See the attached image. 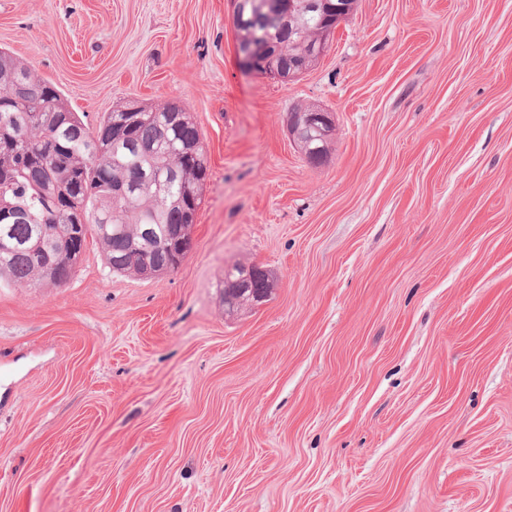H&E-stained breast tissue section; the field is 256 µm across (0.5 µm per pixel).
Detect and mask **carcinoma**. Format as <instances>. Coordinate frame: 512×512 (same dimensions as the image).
<instances>
[{"instance_id":"carcinoma-1","label":"carcinoma","mask_w":512,"mask_h":512,"mask_svg":"<svg viewBox=\"0 0 512 512\" xmlns=\"http://www.w3.org/2000/svg\"><path fill=\"white\" fill-rule=\"evenodd\" d=\"M310 2L293 0L292 9L270 14L255 11L253 0H236L266 42L265 69L286 74L298 68L322 13L341 0H327L321 9ZM174 111L183 120L170 127L167 114ZM182 144H196L198 152L179 158L175 147ZM330 150L331 143L314 140L305 157L319 166ZM207 176L200 130L179 102L108 112L90 127L31 63L0 49L1 281L66 284L85 243L45 256L30 242L66 230L80 211L82 237L98 240L112 272L138 275L144 265L159 273L176 270V254L190 249L177 238L190 236L188 213H197ZM149 179L162 182V194ZM146 229L155 246L145 256L138 241Z\"/></svg>"}]
</instances>
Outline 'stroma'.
<instances>
[{
  "label": "stroma",
  "instance_id": "35a3bbf8",
  "mask_svg": "<svg viewBox=\"0 0 512 512\" xmlns=\"http://www.w3.org/2000/svg\"><path fill=\"white\" fill-rule=\"evenodd\" d=\"M232 0H0L71 108L176 99L210 171L178 269L88 240L0 283V512H512V0H356L240 71ZM332 113L328 160L286 129ZM267 271L224 312V269Z\"/></svg>",
  "mask_w": 512,
  "mask_h": 512
}]
</instances>
